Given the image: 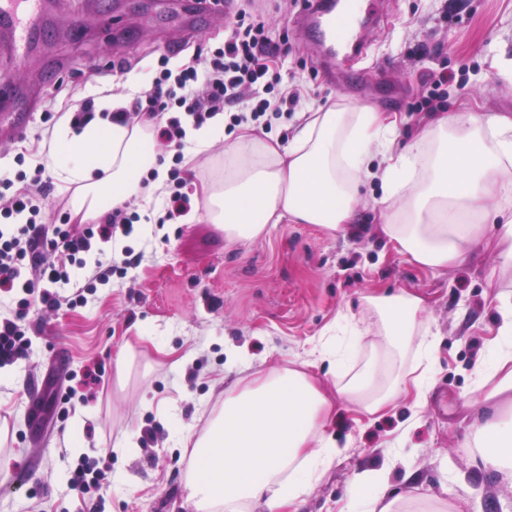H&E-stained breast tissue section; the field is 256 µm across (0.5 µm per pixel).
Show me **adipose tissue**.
<instances>
[{
	"label": "adipose tissue",
	"instance_id": "obj_1",
	"mask_svg": "<svg viewBox=\"0 0 512 512\" xmlns=\"http://www.w3.org/2000/svg\"><path fill=\"white\" fill-rule=\"evenodd\" d=\"M150 122L61 124L50 147L62 190L79 222L97 220L139 190L157 167ZM397 123L383 113L336 104L294 128L286 147L249 134L227 150L224 177L207 183L206 219L233 243L255 240L288 219L342 234L357 222L361 183L380 179L382 231L398 252L439 270L479 243L512 269V120L481 112L431 115L413 143L394 151ZM500 319L488 354L474 366L476 390L493 412L476 426L484 467L512 479V300L499 297ZM415 292L371 293L359 314L342 316V340H319L299 368L213 382L220 396L196 440L186 476L193 512H297V503L342 454L329 427L343 409L372 417L425 404L427 379H407L406 357L431 363L436 338ZM334 364L320 377L322 362ZM387 469H363L351 481L347 512H398Z\"/></svg>",
	"mask_w": 512,
	"mask_h": 512
}]
</instances>
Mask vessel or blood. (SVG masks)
Listing matches in <instances>:
<instances>
[{
    "mask_svg": "<svg viewBox=\"0 0 512 512\" xmlns=\"http://www.w3.org/2000/svg\"><path fill=\"white\" fill-rule=\"evenodd\" d=\"M380 11L381 0H350L344 9L333 0H307L298 24L315 42L323 60L333 64L347 51L364 52L365 43L358 36L362 19ZM44 17V0H0V53L24 61L42 34ZM28 117L18 106L0 113V134L20 132Z\"/></svg>",
    "mask_w": 512,
    "mask_h": 512,
    "instance_id": "1",
    "label": "vessel or blood"
}]
</instances>
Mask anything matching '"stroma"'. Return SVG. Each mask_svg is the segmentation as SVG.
Segmentation results:
<instances>
[{
  "label": "stroma",
  "mask_w": 512,
  "mask_h": 512,
  "mask_svg": "<svg viewBox=\"0 0 512 512\" xmlns=\"http://www.w3.org/2000/svg\"><path fill=\"white\" fill-rule=\"evenodd\" d=\"M305 2L233 3L262 15L273 37L288 41L277 66L300 104L273 121L264 141L287 144L303 113L340 102L397 115L395 146L403 148L425 118L411 106L439 71L448 75L442 111L512 116V0H385L386 20L365 30L367 59L349 64L342 85L298 35ZM152 10L151 0H105L101 14L82 11L80 23L48 48L66 67L53 74L24 135L0 143V168L30 171L47 162L42 147L82 97L123 95L139 76H150L159 56L180 63L228 33L227 21L207 15L186 29L158 28ZM119 63L124 73L115 72ZM237 135L225 129L193 161L197 220L160 223L147 239L132 233L126 244L141 254L140 264L97 286L86 303L52 311L30 306L27 353L0 367V512H186L189 457L178 435L199 434L210 420L213 375L241 377L229 349L249 355L251 372L282 368L331 335L340 316L358 312L363 295L397 288L424 298L425 320L437 335L426 406L416 417L403 403L376 420L341 412L329 432L345 452L298 512H341L354 473L390 456L401 512H512V481L484 468L471 430L484 411L473 366L499 318L489 300L512 293V270L489 280L496 264L489 253L444 271L409 262L377 230L383 190L376 182L360 188L357 236L285 221L253 241L229 242L204 219L201 186L223 176L225 151ZM124 347L135 358L121 385L115 360ZM187 352L192 361L175 365ZM96 361L106 375L92 395L81 380ZM128 430L139 434L131 453L117 446ZM82 461L104 473L100 490L69 489Z\"/></svg>",
  "instance_id": "35a3bbf8"
}]
</instances>
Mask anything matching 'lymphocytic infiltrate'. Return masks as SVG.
I'll list each match as a JSON object with an SVG mask.
<instances>
[{"mask_svg": "<svg viewBox=\"0 0 512 512\" xmlns=\"http://www.w3.org/2000/svg\"><path fill=\"white\" fill-rule=\"evenodd\" d=\"M287 54L269 37L259 16L241 11L223 45L208 57L176 65L161 57L150 80L127 94L125 107L99 114L94 97L87 96L73 110L70 123L80 128L99 116L122 124L152 120L155 139L170 155L162 197L169 221L191 208L183 168L186 124L199 129L221 115L233 128L248 123L257 131L271 129L273 119L299 102L298 95L280 88V76L270 67L272 59ZM2 188L8 195L0 204V290L18 298L15 315L0 317V364L5 365L26 350L22 319L31 302L49 308L85 303L87 291L137 263L120 240L133 232L141 216L123 204L78 233L59 226L47 229L43 207L50 179L42 163L30 173L21 169L14 176H0Z\"/></svg>", "mask_w": 512, "mask_h": 512, "instance_id": "1", "label": "lymphocytic infiltrate"}]
</instances>
